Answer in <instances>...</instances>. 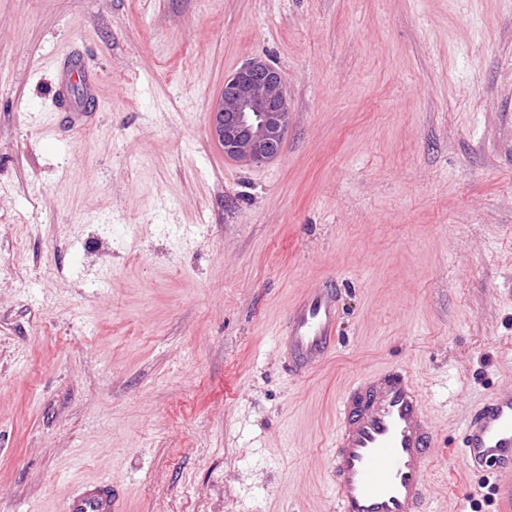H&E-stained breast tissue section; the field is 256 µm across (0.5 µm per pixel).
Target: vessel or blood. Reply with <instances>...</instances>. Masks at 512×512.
<instances>
[{"label": "vessel or blood", "instance_id": "1", "mask_svg": "<svg viewBox=\"0 0 512 512\" xmlns=\"http://www.w3.org/2000/svg\"><path fill=\"white\" fill-rule=\"evenodd\" d=\"M97 98L95 81L80 63L61 75L57 109L75 121ZM339 293L325 283L300 296L288 311L282 345L288 372L303 377L331 351L338 334ZM436 432L414 375L402 367L359 373L336 409L330 478L336 512H424ZM467 469L491 476L495 501L512 512V390L484 398L459 436ZM66 512H123L111 479L80 485Z\"/></svg>", "mask_w": 512, "mask_h": 512}]
</instances>
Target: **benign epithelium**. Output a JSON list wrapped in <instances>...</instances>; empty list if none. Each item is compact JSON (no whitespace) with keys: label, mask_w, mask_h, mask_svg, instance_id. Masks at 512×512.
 I'll list each match as a JSON object with an SVG mask.
<instances>
[{"label":"benign epithelium","mask_w":512,"mask_h":512,"mask_svg":"<svg viewBox=\"0 0 512 512\" xmlns=\"http://www.w3.org/2000/svg\"><path fill=\"white\" fill-rule=\"evenodd\" d=\"M291 119L281 73L253 58L224 80L211 126L224 157L260 166L281 154Z\"/></svg>","instance_id":"benign-epithelium-1"}]
</instances>
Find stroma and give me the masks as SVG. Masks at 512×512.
Wrapping results in <instances>:
<instances>
[{"label":"stroma","instance_id":"stroma-1","mask_svg":"<svg viewBox=\"0 0 512 512\" xmlns=\"http://www.w3.org/2000/svg\"><path fill=\"white\" fill-rule=\"evenodd\" d=\"M83 58L101 105L55 111ZM254 57L292 111L280 156H224L210 113ZM340 294L289 376V306ZM420 383L438 448L512 388V0H0V512H335L328 448L359 372ZM339 318V293L332 281L296 300L282 336L290 375L306 376L323 362L336 341ZM66 512H123L122 503L112 478H102L80 485L69 496Z\"/></svg>","mask_w":512,"mask_h":512}]
</instances>
